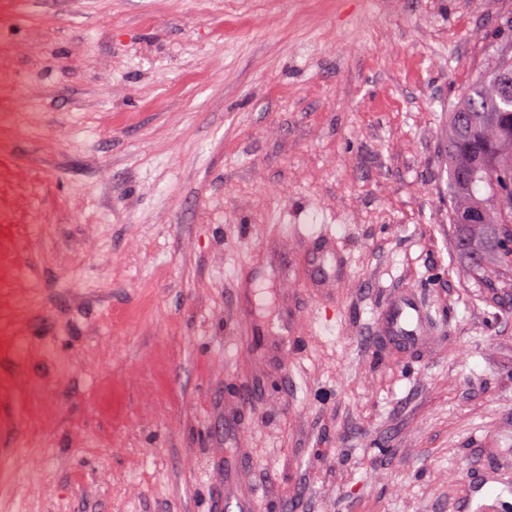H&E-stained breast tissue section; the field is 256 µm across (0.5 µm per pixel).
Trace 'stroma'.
Returning a JSON list of instances; mask_svg holds the SVG:
<instances>
[{
    "label": "stroma",
    "instance_id": "1",
    "mask_svg": "<svg viewBox=\"0 0 512 512\" xmlns=\"http://www.w3.org/2000/svg\"><path fill=\"white\" fill-rule=\"evenodd\" d=\"M512 0H0V512L512 494V267L448 105ZM423 349L375 332L400 293Z\"/></svg>",
    "mask_w": 512,
    "mask_h": 512
}]
</instances>
